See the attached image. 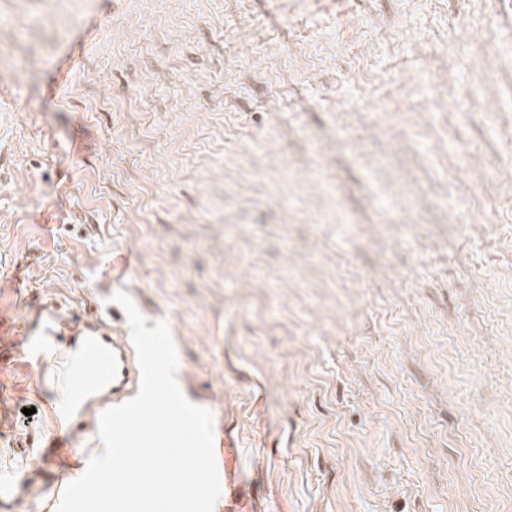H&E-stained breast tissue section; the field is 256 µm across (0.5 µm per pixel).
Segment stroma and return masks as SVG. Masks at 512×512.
<instances>
[{"mask_svg":"<svg viewBox=\"0 0 512 512\" xmlns=\"http://www.w3.org/2000/svg\"><path fill=\"white\" fill-rule=\"evenodd\" d=\"M122 291L214 512H512V0H0V480L30 307Z\"/></svg>","mask_w":512,"mask_h":512,"instance_id":"1","label":"stroma"}]
</instances>
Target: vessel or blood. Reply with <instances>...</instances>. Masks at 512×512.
Returning a JSON list of instances; mask_svg holds the SVG:
<instances>
[{
	"mask_svg": "<svg viewBox=\"0 0 512 512\" xmlns=\"http://www.w3.org/2000/svg\"><path fill=\"white\" fill-rule=\"evenodd\" d=\"M60 316L56 307L38 309L29 332L27 355L37 370L39 387L47 393L44 417L53 430L50 447L35 449L41 466L53 463L55 448L72 445L77 433L98 427L99 417L86 412L96 394L118 406L133 398L140 386V369L133 343L126 336L105 333L103 321L84 322L80 343L71 349L59 345ZM65 481L49 482L36 505L37 512H55Z\"/></svg>",
	"mask_w": 512,
	"mask_h": 512,
	"instance_id": "1",
	"label": "vessel or blood"
}]
</instances>
